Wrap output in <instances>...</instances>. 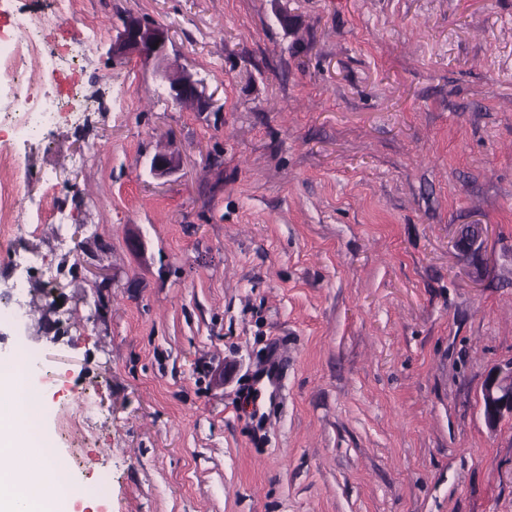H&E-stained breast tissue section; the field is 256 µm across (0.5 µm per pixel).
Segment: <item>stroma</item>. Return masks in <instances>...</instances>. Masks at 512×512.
Instances as JSON below:
<instances>
[{
    "mask_svg": "<svg viewBox=\"0 0 512 512\" xmlns=\"http://www.w3.org/2000/svg\"><path fill=\"white\" fill-rule=\"evenodd\" d=\"M13 11L61 53L99 30L81 121L17 147L48 273L0 247L29 311L0 356L39 353L71 492L107 472L110 512H512V419L480 402L512 359V0H81L58 23L9 0L0 29ZM130 17L208 107L113 56ZM474 224L480 272L454 246ZM36 289L63 291L64 335ZM199 86L200 83L190 73L183 71L177 79L169 81L168 90L176 102L193 101L206 104L208 99Z\"/></svg>",
    "mask_w": 512,
    "mask_h": 512,
    "instance_id": "35a3bbf8",
    "label": "stroma"
}]
</instances>
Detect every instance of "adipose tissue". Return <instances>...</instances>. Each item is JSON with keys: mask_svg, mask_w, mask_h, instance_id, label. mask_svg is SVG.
<instances>
[{"mask_svg": "<svg viewBox=\"0 0 512 512\" xmlns=\"http://www.w3.org/2000/svg\"><path fill=\"white\" fill-rule=\"evenodd\" d=\"M14 363L0 359V512H66L68 497L62 492L58 467L49 464L31 471L33 459L44 457L48 441L33 433L31 408L36 394L19 399Z\"/></svg>", "mask_w": 512, "mask_h": 512, "instance_id": "obj_1", "label": "adipose tissue"}]
</instances>
